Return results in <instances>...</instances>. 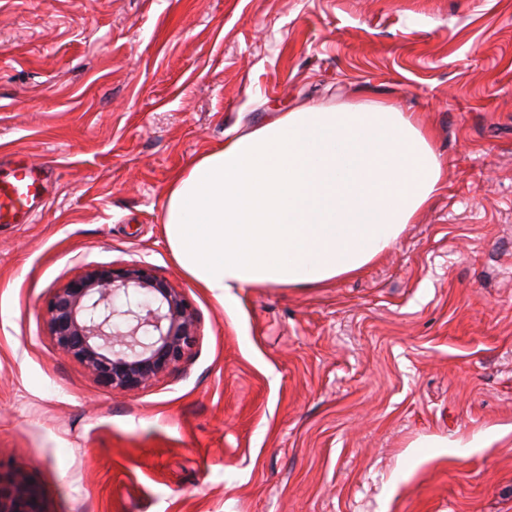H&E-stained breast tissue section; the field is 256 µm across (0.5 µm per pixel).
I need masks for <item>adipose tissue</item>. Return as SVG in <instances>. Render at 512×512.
<instances>
[{"mask_svg": "<svg viewBox=\"0 0 512 512\" xmlns=\"http://www.w3.org/2000/svg\"><path fill=\"white\" fill-rule=\"evenodd\" d=\"M432 132L383 101L274 112L190 162L167 188L178 267L214 296L312 287L391 251L444 191Z\"/></svg>", "mask_w": 512, "mask_h": 512, "instance_id": "adipose-tissue-1", "label": "adipose tissue"}]
</instances>
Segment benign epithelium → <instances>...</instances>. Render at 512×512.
I'll return each mask as SVG.
<instances>
[{"instance_id":"benign-epithelium-1","label":"benign epithelium","mask_w":512,"mask_h":512,"mask_svg":"<svg viewBox=\"0 0 512 512\" xmlns=\"http://www.w3.org/2000/svg\"><path fill=\"white\" fill-rule=\"evenodd\" d=\"M45 318L55 346L118 394L178 369L197 341L187 295L144 261L86 266L49 299ZM0 512H42L30 477L1 463Z\"/></svg>"}]
</instances>
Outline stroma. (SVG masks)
<instances>
[{"label": "stroma", "mask_w": 512, "mask_h": 512, "mask_svg": "<svg viewBox=\"0 0 512 512\" xmlns=\"http://www.w3.org/2000/svg\"><path fill=\"white\" fill-rule=\"evenodd\" d=\"M365 98L416 113L444 166L392 251L228 304L178 268L179 171L269 113ZM20 158L45 207L0 224V462L45 512H512V0H0V168ZM133 260L198 339L117 395L44 306Z\"/></svg>", "instance_id": "stroma-1"}]
</instances>
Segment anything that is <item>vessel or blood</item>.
Here are the masks:
<instances>
[{"label":"vessel or blood","mask_w":512,"mask_h":512,"mask_svg":"<svg viewBox=\"0 0 512 512\" xmlns=\"http://www.w3.org/2000/svg\"><path fill=\"white\" fill-rule=\"evenodd\" d=\"M42 198L41 181L31 166L16 164L0 176V223L19 224L32 215Z\"/></svg>","instance_id":"1"}]
</instances>
